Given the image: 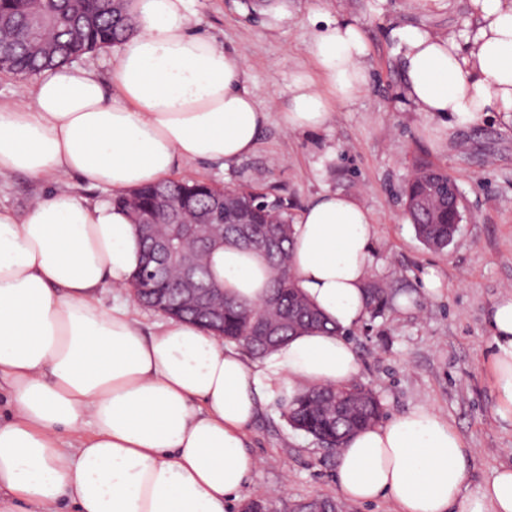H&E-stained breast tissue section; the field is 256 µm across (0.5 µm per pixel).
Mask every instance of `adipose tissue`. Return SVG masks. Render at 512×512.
Instances as JSON below:
<instances>
[{
  "instance_id": "1",
  "label": "adipose tissue",
  "mask_w": 512,
  "mask_h": 512,
  "mask_svg": "<svg viewBox=\"0 0 512 512\" xmlns=\"http://www.w3.org/2000/svg\"><path fill=\"white\" fill-rule=\"evenodd\" d=\"M475 24L442 35L413 25L389 36L402 93L437 139L497 113L512 119V0H470ZM139 22L112 70L63 65L31 94L0 102V176L74 177L125 193L194 162L250 155L270 112L245 82L240 52L197 30L189 0H131ZM312 71L297 72L283 126L317 131L368 87V45L354 20L313 14ZM375 227L356 199L319 195L293 225L292 266L337 332L312 328L260 365L175 318L144 336L126 290L142 245L126 210L54 189L25 211L0 206V512H229L257 468L245 430L261 399L294 398L359 371L342 336L367 315ZM214 278L244 304L270 294L253 251H213ZM496 415L512 421V295L489 310ZM71 443H64L63 435ZM471 454L423 407L363 429L341 448L336 487L349 502L395 512H512V467L471 485Z\"/></svg>"
}]
</instances>
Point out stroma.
Wrapping results in <instances>:
<instances>
[{"instance_id":"35a3bbf8","label":"stroma","mask_w":512,"mask_h":512,"mask_svg":"<svg viewBox=\"0 0 512 512\" xmlns=\"http://www.w3.org/2000/svg\"><path fill=\"white\" fill-rule=\"evenodd\" d=\"M255 0H191L200 30L240 51L258 102L271 106L254 151L230 168L198 162L176 178H198L221 187L249 185L291 200L301 212L318 194L357 198L374 218L370 277L412 305H394L371 326L348 334L360 362L359 382L381 398L386 417L416 407L445 416L473 453L472 483L512 466V423L495 414L497 394L489 368L488 311L512 294V123L493 115L435 145L401 95L403 73L387 30L415 24L443 34L470 21L469 0H443L421 10L415 0H288V17L259 14ZM358 20L370 73L367 91L337 107L316 132L286 130L293 74L309 68L306 45L312 9ZM448 172L457 183L463 219L448 247L428 249L405 219L403 190L418 162ZM46 184L15 173L0 178V205L26 208L49 192ZM438 276L441 293L429 296L426 280ZM248 452L260 466L240 493L262 497L273 512H288L314 498L337 502L339 512H394L390 501L353 504L336 488V457L281 415L279 401L261 402L246 432Z\"/></svg>"}]
</instances>
